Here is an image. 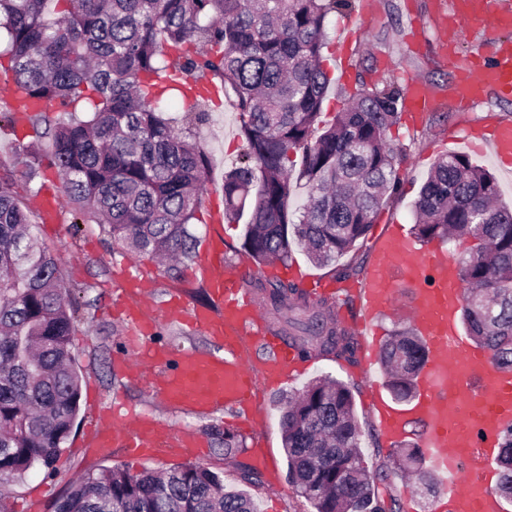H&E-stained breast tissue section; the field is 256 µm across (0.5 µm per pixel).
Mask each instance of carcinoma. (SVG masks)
I'll return each mask as SVG.
<instances>
[{
  "instance_id": "cac0c4a2",
  "label": "carcinoma",
  "mask_w": 512,
  "mask_h": 512,
  "mask_svg": "<svg viewBox=\"0 0 512 512\" xmlns=\"http://www.w3.org/2000/svg\"><path fill=\"white\" fill-rule=\"evenodd\" d=\"M352 0H0V59L23 112L79 223L102 226L138 258H193L189 224L202 206L211 161L206 149L167 115L209 120L202 95L232 98L246 150L224 172V219L248 215L242 247L261 267L283 264L294 249L326 266L354 253L377 212L399 193L388 139L399 123L396 86L358 88L347 108L322 125L330 83L321 65L325 25ZM56 112L58 116L49 117ZM17 162L35 173L38 152ZM307 188L292 208L291 176ZM421 242H471L458 259L466 284L460 320L500 368L512 369V206L499 202L495 178L467 155L440 158L415 202ZM41 222L0 176V483L36 466L53 467L80 412V374L70 344L76 298L57 259L34 242ZM277 334L301 355L354 361L357 341L336 316V302L309 299L279 278L259 281ZM426 360L408 327L380 352L386 386L398 403L415 394ZM289 481L313 512H398L380 465L360 450L362 430L350 388L330 376L279 401ZM394 468L436 495L417 441L395 445ZM499 493L512 496V428L501 438ZM53 512H256L250 495L228 490L200 465L163 474L121 469L88 472L72 482Z\"/></svg>"
}]
</instances>
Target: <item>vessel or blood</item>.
Here are the masks:
<instances>
[{"mask_svg":"<svg viewBox=\"0 0 512 512\" xmlns=\"http://www.w3.org/2000/svg\"><path fill=\"white\" fill-rule=\"evenodd\" d=\"M488 20L501 28L512 27V13L503 11L499 0H454L452 12L441 23L455 31ZM455 73L452 94L459 105L492 93L511 97L512 41L474 47ZM436 98L429 85L408 80L407 111H430ZM463 140L472 148L489 149L494 159L512 169L511 123H495L482 135L464 132ZM374 254L359 293V327L370 351L369 363L377 361L378 322L408 282L413 285L411 321L429 350L418 393L410 403H393L380 388H373L372 406L382 434L394 441L411 423L422 424L427 468L443 482L444 501L435 504V512H507L505 500L494 489V474L501 436L512 428V373L500 372L488 350L474 347L460 334L457 313L464 285L447 245H419L395 225L380 237ZM197 269L206 279L210 306L190 308L174 296L166 313L178 316L182 328L218 344L219 352L185 350L175 355L153 342L151 334L160 320L133 304L146 285L131 276L122 290L129 299L122 315L135 332L123 338L124 356L117 364L126 367V355H134L139 365L154 369L151 389L156 396L172 408L208 414L254 400L260 385L285 381L299 357L263 320L244 286L242 269H225L220 237L205 245ZM99 420L93 437L98 448L119 446L134 456L203 454L201 436L131 408L123 413L100 411Z\"/></svg>","mask_w":512,"mask_h":512,"instance_id":"vessel-or-blood-1","label":"vessel or blood"}]
</instances>
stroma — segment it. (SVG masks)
<instances>
[{
    "mask_svg": "<svg viewBox=\"0 0 512 512\" xmlns=\"http://www.w3.org/2000/svg\"><path fill=\"white\" fill-rule=\"evenodd\" d=\"M447 0H355L351 12L333 16L327 27V43L322 50V65L331 84L322 105L323 122H331L345 108L349 95L359 85L405 87L406 77L413 76L431 84L439 101L428 112L402 113L392 127L389 140L398 154L396 164L400 179L399 194L393 204L383 207L372 225L358 255L371 257L378 237L387 227L400 225L411 232L414 225V202L432 165L452 152L468 153L474 164L492 172L498 182L501 199L512 202V177L493 159L489 150H469L451 142L448 134L484 124L487 119L512 122V99L490 95L470 109H457L450 96L454 69L442 46L437 28L439 13ZM361 28L360 42L342 46L339 32L345 24ZM193 133L211 156V180L204 193V211L198 212L190 230L198 244H205L212 233L223 236L224 259L229 267L247 263L243 243L244 228L239 224H213L212 215L224 208L222 177L226 169L237 164L246 144L239 133V120L231 106L213 107L207 124L194 127ZM32 143L30 136H19L9 126L0 127V175L12 173L15 189L29 206H36L41 196L60 193L61 179L55 169L41 167L34 175L15 161L19 145ZM69 209H62L58 219L39 225L36 235L58 260L67 284L79 290V305L71 346L81 373V410L65 449L52 468L41 466L29 470L22 478L0 489L7 512H52L54 501L68 488L70 481L90 472L119 468L136 474L144 470H165L181 466L178 458L140 459L127 456L124 449L101 451L90 447V433L98 410L109 406L114 397L145 409L177 428L199 431L207 440V451L199 465L220 474L230 488L244 487L241 472L253 463L254 449L268 456L273 473L263 476L260 484L248 487L259 512H310L309 504L298 497L288 481V466L282 448L278 400L286 394L300 392L311 380L331 376L346 383L353 394L362 429L361 450L368 467L387 461V445L372 414L373 384H384L382 366L367 367L364 358L347 362L332 355L303 359L294 379L278 390H260L256 402L237 410H221L200 418L176 411L157 400L147 380L125 377L116 372L115 358L119 341L126 330L123 318L112 309L121 296L119 286L126 274H133L155 285L153 304L170 296L185 297L190 305L210 303L201 278L192 276L193 262H185L178 275L166 273L163 265L139 259L96 224L72 226ZM287 274L310 297L336 293L355 295L362 286L357 276H345L343 262L318 267L303 252L292 255ZM240 432L242 446L233 458H225V431Z\"/></svg>",
    "mask_w": 512,
    "mask_h": 512,
    "instance_id": "1",
    "label": "stroma"
}]
</instances>
